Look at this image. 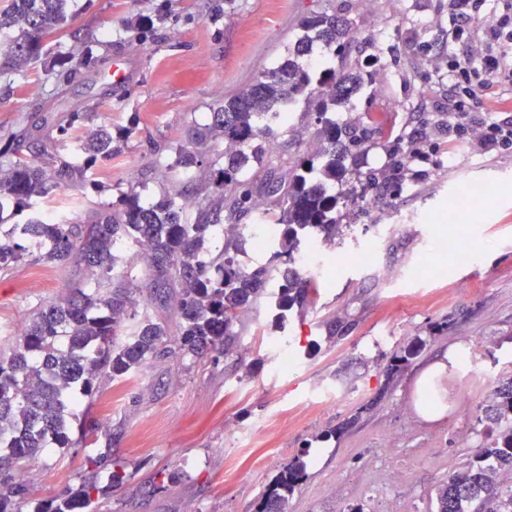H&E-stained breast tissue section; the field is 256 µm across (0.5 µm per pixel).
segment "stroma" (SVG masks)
<instances>
[{"label":"stroma","instance_id":"1","mask_svg":"<svg viewBox=\"0 0 512 512\" xmlns=\"http://www.w3.org/2000/svg\"><path fill=\"white\" fill-rule=\"evenodd\" d=\"M331 4L355 20L359 41L385 49L383 66L333 119L356 124L374 111L404 133L446 130L448 74L410 47L428 43L447 57L448 0H404L395 16L373 0H68L74 21L52 50L91 39L111 43L112 53L59 88L38 64L22 86L0 81V136L30 128L74 161L98 126L134 133L95 170L94 186L55 191L21 212L5 208L0 227L37 215L88 222L132 183L150 201L174 187L204 199L206 169L166 174L167 146L186 142L217 99L251 83L304 17ZM141 16L148 29H128ZM72 112L85 120L59 136ZM315 136L311 109L297 102L272 134L265 168L249 178L255 201L265 199L260 182L287 174ZM421 167V182L396 194L368 190L375 210L345 214L341 243L319 247L317 293L284 330L261 305L242 315V334L226 350L156 360L118 385L101 381L97 401L77 410L98 421L95 436L47 448L29 464L21 512L76 490L94 459L126 472L112 487L100 471L99 512H256L266 486L297 458L307 477L288 512H434L438 486L484 440L489 393L512 378V154L443 146ZM468 186L489 193L449 218L454 194ZM90 278L71 264L29 260L0 272V345L16 340L34 301ZM418 337L420 355L388 373L392 354ZM284 343L295 363L281 362ZM450 351L459 361L437 380L441 414L423 419L415 380Z\"/></svg>","mask_w":512,"mask_h":512}]
</instances>
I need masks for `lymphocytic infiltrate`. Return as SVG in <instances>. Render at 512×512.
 <instances>
[{
  "label": "lymphocytic infiltrate",
  "mask_w": 512,
  "mask_h": 512,
  "mask_svg": "<svg viewBox=\"0 0 512 512\" xmlns=\"http://www.w3.org/2000/svg\"><path fill=\"white\" fill-rule=\"evenodd\" d=\"M448 0V143L512 152V122L482 119L512 102V0Z\"/></svg>",
  "instance_id": "1"
}]
</instances>
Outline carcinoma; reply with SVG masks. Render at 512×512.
<instances>
[{
	"label": "carcinoma",
	"instance_id": "1",
	"mask_svg": "<svg viewBox=\"0 0 512 512\" xmlns=\"http://www.w3.org/2000/svg\"><path fill=\"white\" fill-rule=\"evenodd\" d=\"M66 3L11 0L0 11V31L12 32L8 41L0 42V79L20 83L24 71L39 63L59 85L104 61L89 43L64 55L47 48V41L68 22ZM299 29L276 63L259 72L245 89L211 106L208 122L194 128L190 142L168 146V171L208 169L207 195L198 204L194 221L184 217L178 196L166 193L145 204L131 188L102 205L87 224L33 218L0 237L1 272L28 254V247L19 242L22 238L34 242L38 261L85 267L96 276L92 289L75 282L55 300L37 301L16 341L0 348V512H19L18 501L27 494L24 472L31 460L50 445L69 448L78 443L72 421L83 401L95 400L99 379H128L160 356L220 349L240 336V314L262 302L272 306L274 322L281 326L312 291L311 281L293 265L309 239L334 244L344 235L336 217L340 206H360L366 200L353 186L362 175L360 158L374 133L369 127L340 125L325 115L362 92L367 69L379 63L380 56L350 59L358 47L353 22L334 6L305 17ZM316 44L333 52L339 65L309 69L303 59ZM300 96L319 115L320 147L298 160L288 179L264 185L273 208L254 223L278 226L271 247L275 264L240 263L244 224L241 232L225 236L216 256L206 255V242L217 235L221 223L240 224L252 209L244 172L263 166L273 126L284 123L286 111ZM132 133L131 127L114 132L99 126L80 144L86 156L82 165L58 157L44 143L28 158L22 153L28 132L8 133L7 146L0 150V211L6 203L21 211L30 209L57 188L93 185L95 168L111 163ZM217 144L225 149L215 151ZM331 186L338 191L330 192ZM128 242L145 249V268L123 260L121 251ZM144 279L160 297L175 289L181 321L173 348L165 346L166 329L139 310ZM422 347V342H412L392 357L387 371L406 367ZM484 413L487 438L475 459L439 486L436 512H474L476 504L499 496L493 474L512 473L511 378L493 390ZM90 463L93 470L81 487L36 512H92L102 487L95 470L98 462ZM305 476L306 464L300 459L283 467L261 497L257 512H288L289 498Z\"/></svg>",
	"mask_w": 512,
	"mask_h": 512
}]
</instances>
